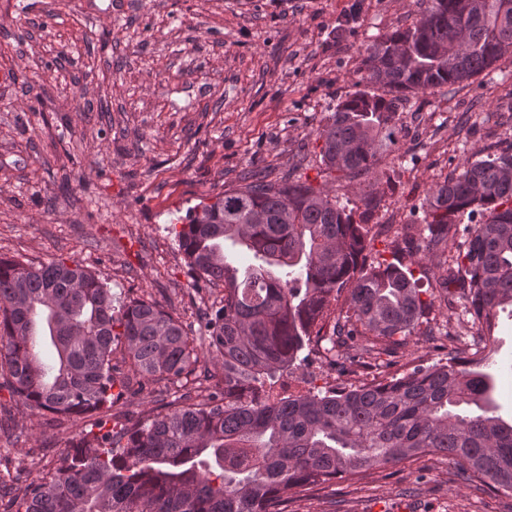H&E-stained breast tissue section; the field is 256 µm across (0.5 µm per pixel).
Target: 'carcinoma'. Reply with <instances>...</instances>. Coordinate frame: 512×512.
Here are the masks:
<instances>
[{"mask_svg":"<svg viewBox=\"0 0 512 512\" xmlns=\"http://www.w3.org/2000/svg\"><path fill=\"white\" fill-rule=\"evenodd\" d=\"M418 17L369 44L355 90L315 131L335 179L367 176L398 142L402 96L460 85L512 55V0H419ZM384 93L374 92L375 87ZM383 195L359 202L290 176L247 182L172 225L194 290L224 286L198 335L152 298L117 307L100 275L73 260L0 258V388L33 411L93 414L55 467L30 482L11 512H288V494L373 468L443 456L457 476L512 493V422L494 414L483 371L498 310L512 307V143L460 162L420 205L421 223L369 261L366 225ZM468 223L461 224V218ZM448 259L423 275L447 298L461 292L485 346L468 359L353 389L280 397L266 387L299 369L305 351L349 344L393 355L427 318L421 278L403 260ZM240 246L243 266L224 244ZM346 310L329 333L332 303ZM132 375L116 373L113 356ZM224 385L202 404L113 412L131 376L145 385Z\"/></svg>","mask_w":512,"mask_h":512,"instance_id":"cac0c4a2","label":"carcinoma"}]
</instances>
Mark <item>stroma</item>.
<instances>
[{"label": "stroma", "instance_id": "35a3bbf8", "mask_svg": "<svg viewBox=\"0 0 512 512\" xmlns=\"http://www.w3.org/2000/svg\"><path fill=\"white\" fill-rule=\"evenodd\" d=\"M417 14V0H0V256L78 261L117 301L150 296L196 325L224 291L191 288L171 225L247 170L322 186L316 129L353 91L366 47ZM402 110L416 128L370 180H398L372 218L398 230L419 223L413 207L464 153L512 136V81L479 74ZM481 346L463 299L438 298L397 356L366 367L347 347L340 371L314 353L274 389L356 387ZM492 354L491 398L512 421L510 311ZM0 418L12 428L0 433V477L21 472L19 496L92 422L29 410L5 390ZM288 512H512V494L462 483L429 456L292 494Z\"/></svg>", "mask_w": 512, "mask_h": 512}]
</instances>
